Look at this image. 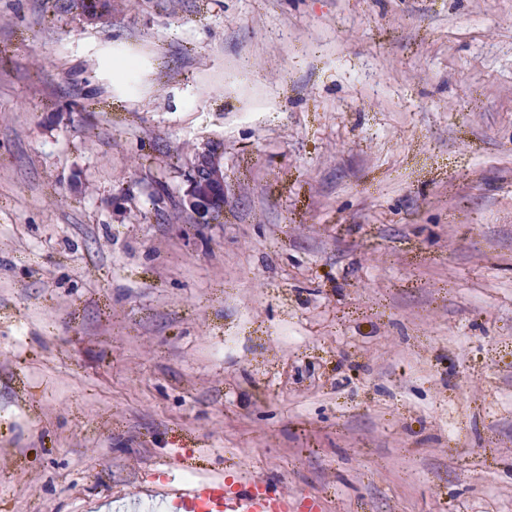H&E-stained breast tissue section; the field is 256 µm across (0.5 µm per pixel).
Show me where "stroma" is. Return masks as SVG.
Wrapping results in <instances>:
<instances>
[{"label": "stroma", "instance_id": "obj_1", "mask_svg": "<svg viewBox=\"0 0 512 512\" xmlns=\"http://www.w3.org/2000/svg\"><path fill=\"white\" fill-rule=\"evenodd\" d=\"M238 475L512 512V0H0V512ZM186 203L201 224H207L211 212L224 203V176L207 154L200 155L192 168Z\"/></svg>", "mask_w": 512, "mask_h": 512}]
</instances>
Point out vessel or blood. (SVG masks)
I'll use <instances>...</instances> for the list:
<instances>
[{"instance_id": "b4317fda", "label": "vessel or blood", "mask_w": 512, "mask_h": 512, "mask_svg": "<svg viewBox=\"0 0 512 512\" xmlns=\"http://www.w3.org/2000/svg\"><path fill=\"white\" fill-rule=\"evenodd\" d=\"M173 512H324L319 499L288 494L262 477L205 481L170 492Z\"/></svg>"}]
</instances>
